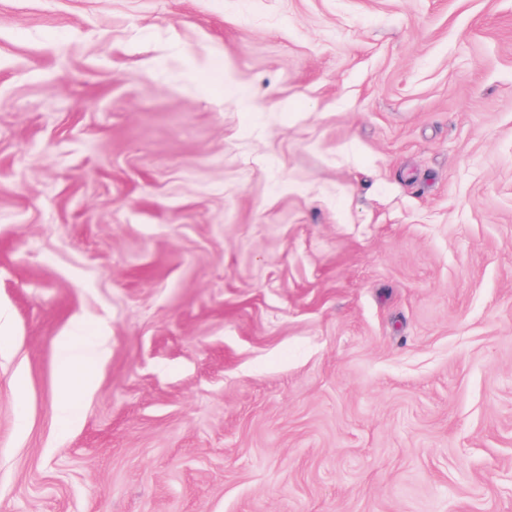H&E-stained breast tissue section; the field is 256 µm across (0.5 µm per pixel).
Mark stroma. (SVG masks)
<instances>
[{"label": "stroma", "mask_w": 512, "mask_h": 512, "mask_svg": "<svg viewBox=\"0 0 512 512\" xmlns=\"http://www.w3.org/2000/svg\"><path fill=\"white\" fill-rule=\"evenodd\" d=\"M0 309V512H512V0H0ZM99 342L91 351L81 349L77 336H63L60 338V348L63 356V365L60 372V385L62 387V400L59 409L65 419L74 416L72 396L79 392H85L90 386L89 371L91 368L104 361L108 354V337L106 330H101Z\"/></svg>", "instance_id": "1"}]
</instances>
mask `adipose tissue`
I'll list each match as a JSON object with an SVG mask.
<instances>
[{"instance_id": "1", "label": "adipose tissue", "mask_w": 512, "mask_h": 512, "mask_svg": "<svg viewBox=\"0 0 512 512\" xmlns=\"http://www.w3.org/2000/svg\"><path fill=\"white\" fill-rule=\"evenodd\" d=\"M107 336H100L97 346L89 351L81 349L76 337L64 336L60 339L63 365L60 372L62 400L60 414L67 419L73 418L74 394L86 391L90 386L91 368L104 361L108 354Z\"/></svg>"}]
</instances>
